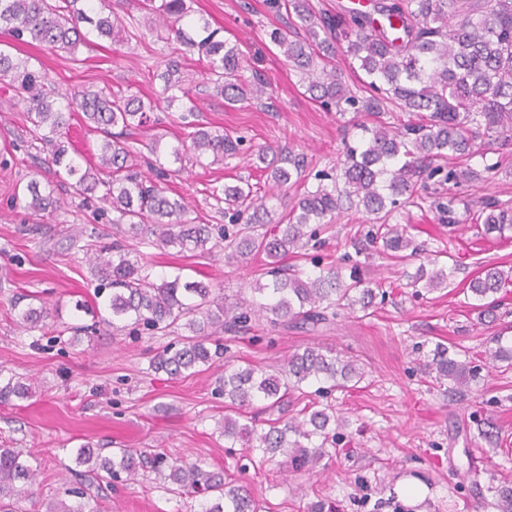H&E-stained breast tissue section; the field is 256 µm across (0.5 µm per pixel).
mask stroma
I'll return each instance as SVG.
<instances>
[{
    "mask_svg": "<svg viewBox=\"0 0 512 512\" xmlns=\"http://www.w3.org/2000/svg\"><path fill=\"white\" fill-rule=\"evenodd\" d=\"M190 2L223 28L225 40L239 45L247 71L261 73L268 83L265 104L228 107L201 76L196 55L183 58L196 123L247 140L234 157L186 168L170 184L169 196H183L198 223L224 222L210 196L213 187L243 178L268 194L254 166V149L270 146L305 157V176L288 192L293 198L316 186L317 171L342 159L345 143H357V124L395 123L390 111L341 114L312 101L301 74L269 38L288 16L270 10L266 0ZM0 46L44 68L52 88L62 93L94 85L151 97L159 85L148 73L170 58L167 43L148 33L119 44L89 36L73 61L62 52L13 45L4 34ZM151 118L152 125L128 137L134 158L142 164L155 154L171 164L170 151L184 136L178 114L160 110ZM2 155L11 166L0 169V373L26 382L32 394L0 402V446L28 453L38 467L18 512H47L62 498L64 483L75 480L76 450L87 442L107 456L125 448L180 463L203 462L207 470L246 486L259 512H312L318 503L332 512H497L476 487L512 484V364L489 363L485 350L495 337L512 346V285L500 291L492 321L479 317L468 284L486 268L512 269V232L488 235L476 221L486 203L512 200V138L492 141L483 155L468 160L477 176L456 189L457 224H449L447 214L428 200L400 204L390 215V223L409 225L421 249L419 262L434 259L453 269L446 288L427 293L408 286L403 265L368 245L369 216L342 212L321 226V246L288 254L283 263L308 272L318 266L346 271L357 260L365 275L381 280L382 295L367 310L339 312L314 329L274 331L265 318H253L249 330L221 334L223 357L186 378L150 367L156 354L180 347V334L137 335L100 319L95 283L75 236L111 243V211L80 207L61 186L60 211L28 216L13 210L14 186L47 182L53 170L47 148L28 132L23 105L0 88ZM151 256L157 276L211 284L234 303L251 299L255 275L267 262L262 254L229 261L218 249L187 258L174 247L155 248ZM20 304L46 306L48 315L37 326H23L17 321ZM440 344L449 357L478 366L477 380L462 386L432 382L423 365ZM308 346L333 349L364 371L356 387L321 395L307 381L288 397L289 416L310 401L336 414V454L312 471L274 462L252 465L244 444L224 438V402L212 393L215 379L225 365L271 369ZM472 468L478 479L469 477ZM408 482L421 487L419 498L402 494ZM86 503L89 512H199L202 499L147 467L136 480L90 489Z\"/></svg>",
    "mask_w": 512,
    "mask_h": 512,
    "instance_id": "35a3bbf8",
    "label": "stroma"
}]
</instances>
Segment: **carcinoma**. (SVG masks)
<instances>
[{
  "mask_svg": "<svg viewBox=\"0 0 512 512\" xmlns=\"http://www.w3.org/2000/svg\"><path fill=\"white\" fill-rule=\"evenodd\" d=\"M268 4L298 20L296 27L273 29L270 40L289 65L301 71L311 99L323 108L343 114L391 105L417 114V120L409 119L400 127L383 124L365 130L361 144L347 148L340 176L317 174L316 188L304 189L274 224L267 219L265 202L258 201L256 186L241 179L212 191L217 209L228 216L231 226L216 231L211 224L195 223L183 199L166 195L163 187V181L179 175L182 168L168 169L157 160L149 176L132 162L126 136L149 122L155 102L104 88L53 98L45 89L46 71L33 69L0 49V80L25 106L31 136L51 146L49 163L55 167L56 181L67 185L72 194L85 203L97 198L116 214L112 223L127 225L135 239L151 236L149 245L158 249L176 246L196 256L221 247L229 260L248 253L272 259L257 274L252 288L255 297L244 306L227 302L222 289L184 281L179 275L155 279L151 254L119 241L86 248L83 258L97 281L95 295L102 299L103 322L152 334L187 331L181 348L166 349L152 361L153 369L175 378L211 367L208 341L226 329L246 326L253 316H264L273 329H303L336 317L338 308L368 309L381 283L365 277L358 265L346 277L333 267L311 275L287 269L280 260L305 247L317 234L309 225L334 217L345 201L373 216L371 243L402 261L417 256L418 247L412 246L406 227L386 223L398 198L416 196L418 184L427 180L455 185L477 176L474 171L455 169L444 173L433 161L448 153L469 158L477 153L480 142L512 132V0H378L372 13L351 7L336 15L314 9L310 0H268ZM141 10L149 16L148 30L157 38H173L198 55L224 102L259 101L266 94V82L259 75L244 77L238 45L218 38V30L204 16L194 15L186 0H141ZM0 33L19 44L44 46L73 59L89 33L108 40L122 33L128 40L137 37L123 16L106 11L105 0H0ZM340 41L344 55L352 61L351 69L363 74L353 86L331 66ZM158 77L167 109L181 105L179 120L186 130V137L171 149L173 161L182 162L190 152L198 163L209 158L217 164L237 154L243 137L233 139L190 120L195 109L186 103L189 89L177 62H168ZM76 117L100 136L97 164L83 165L84 158L72 149L68 132ZM270 154L276 150L261 148L256 160L273 185L282 188L301 180L300 161L283 157V165L278 166L268 158ZM54 182L44 186L36 180L28 182L22 195L13 197L14 207L30 215L60 210ZM483 227L487 233L511 231L512 203L487 204ZM408 249L411 253L404 254ZM406 276L412 287L430 292L448 287L450 272L434 260L419 264ZM511 282V275L489 268L471 280L469 290L481 298L494 296L481 305L489 316L498 306L495 294ZM19 317L21 324L32 326L47 317V308L29 305ZM425 369L439 383L466 384L473 378L470 364L448 357L446 348L436 352ZM363 377L361 369L338 358L333 350L307 347L273 371L226 367L224 376L216 378L212 394L228 400L230 408L261 402L262 409L272 410L288 403V394L308 380L325 383L333 391L357 384ZM29 395L21 381L0 380V401ZM300 415V419L279 417L259 432L226 414L224 439L236 442L245 434L246 447L261 451L263 461L280 456L296 470H313L334 452L330 444L336 441V429L330 423L336 417L309 403ZM76 463L90 466L84 478L103 471L109 481L117 482L134 479L138 469L148 464L159 469L164 457L136 458L120 448L109 458L84 444L76 452ZM167 478L180 490L212 498L213 503L201 512H256L247 488L229 485L201 462H175ZM36 479L37 469L19 451L0 448V512H16L17 484L31 486ZM87 489L83 481L69 485L64 494L73 502L60 499L48 512H85ZM486 491L496 497L497 512H512L511 486L490 484Z\"/></svg>",
  "mask_w": 512,
  "mask_h": 512,
  "instance_id": "cac0c4a2",
  "label": "carcinoma"
}]
</instances>
